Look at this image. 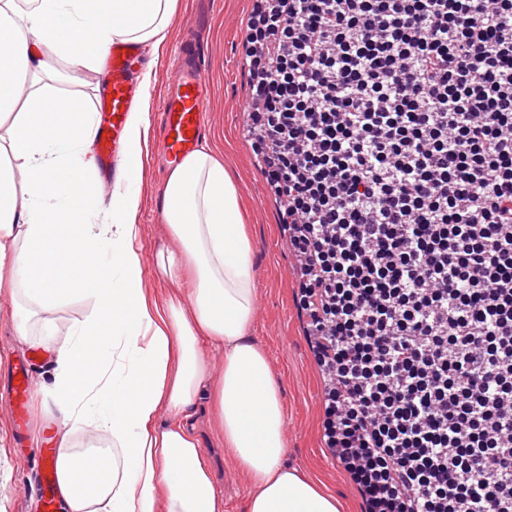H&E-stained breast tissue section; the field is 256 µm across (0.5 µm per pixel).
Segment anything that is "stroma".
I'll return each instance as SVG.
<instances>
[{
    "mask_svg": "<svg viewBox=\"0 0 512 512\" xmlns=\"http://www.w3.org/2000/svg\"><path fill=\"white\" fill-rule=\"evenodd\" d=\"M252 0H178L166 41L152 66L146 100L155 112L186 34H194L211 84L203 140L224 159L235 180L245 223L253 245L255 312L251 335L281 383L285 409L286 461L322 480L342 497L348 512H364L360 490L350 474L329 454L323 441L326 381L314 360L305 318L297 302V261L286 244L279 205L261 172V160L244 133L249 100L248 74L240 51ZM160 131L152 129L140 186V226L145 286L157 300L172 293L188 294L154 273L155 255L173 240L161 217L167 170L158 164ZM10 291L0 288V512H43L33 493L39 462L34 448L56 446L59 422L38 405H30V424L24 440H17L9 406L10 368L29 348L18 341L10 318ZM193 424L211 468L224 512H246L252 486L225 454L217 437L219 423L207 406H200Z\"/></svg>",
    "mask_w": 512,
    "mask_h": 512,
    "instance_id": "stroma-1",
    "label": "stroma"
}]
</instances>
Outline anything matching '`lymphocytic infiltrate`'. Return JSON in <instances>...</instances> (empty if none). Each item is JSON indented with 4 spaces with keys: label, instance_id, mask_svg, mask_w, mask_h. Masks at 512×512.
Segmentation results:
<instances>
[{
    "label": "lymphocytic infiltrate",
    "instance_id": "lymphocytic-infiltrate-1",
    "mask_svg": "<svg viewBox=\"0 0 512 512\" xmlns=\"http://www.w3.org/2000/svg\"><path fill=\"white\" fill-rule=\"evenodd\" d=\"M249 134L368 512H512V0H254Z\"/></svg>",
    "mask_w": 512,
    "mask_h": 512
}]
</instances>
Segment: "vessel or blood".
<instances>
[{
	"label": "vessel or blood",
	"mask_w": 512,
	"mask_h": 512,
	"mask_svg": "<svg viewBox=\"0 0 512 512\" xmlns=\"http://www.w3.org/2000/svg\"><path fill=\"white\" fill-rule=\"evenodd\" d=\"M109 79L96 102L101 116L96 139L98 162L102 174L112 175L124 149L129 112L139 96L138 75L141 64L140 45L115 42L109 56ZM211 96L210 82L201 65L199 50L186 44L168 80L159 106L163 130L162 162L174 167L195 152L205 131L204 117ZM13 414H21L30 384V363L22 361L12 369ZM39 454V493L44 512H53L57 486V451L42 448Z\"/></svg>",
	"instance_id": "obj_1"
}]
</instances>
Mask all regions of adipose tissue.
I'll use <instances>...</instances> for the list:
<instances>
[{
    "label": "adipose tissue",
    "instance_id": "adipose-tissue-1",
    "mask_svg": "<svg viewBox=\"0 0 512 512\" xmlns=\"http://www.w3.org/2000/svg\"><path fill=\"white\" fill-rule=\"evenodd\" d=\"M178 0H0V288L22 289L20 342L51 350L40 407L61 425L57 491L64 512H223L192 419L207 404L219 438L253 485L247 512H343L319 480L285 464L279 381L250 335L253 247L238 187L200 147L169 173L162 220L178 251L160 277L189 284L164 303L144 289L139 184L148 112L130 113L108 201L98 198L96 115L45 85L55 63L104 73L114 42L159 51ZM81 294L86 306L57 341L31 321ZM223 349L211 380L201 341ZM84 449H76L74 436Z\"/></svg>",
    "mask_w": 512,
    "mask_h": 512
}]
</instances>
